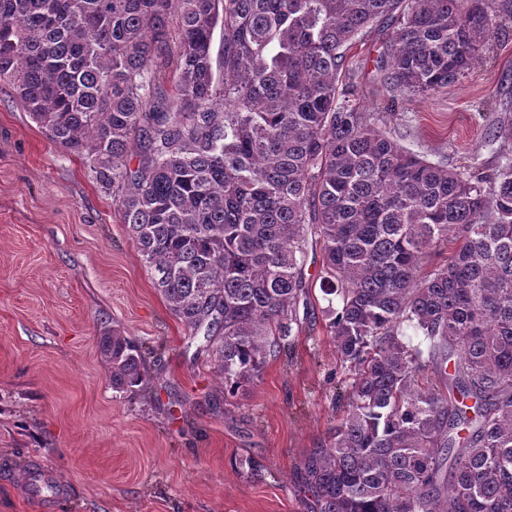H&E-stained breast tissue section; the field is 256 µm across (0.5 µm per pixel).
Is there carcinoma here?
<instances>
[{
	"label": "carcinoma",
	"instance_id": "1",
	"mask_svg": "<svg viewBox=\"0 0 512 512\" xmlns=\"http://www.w3.org/2000/svg\"><path fill=\"white\" fill-rule=\"evenodd\" d=\"M504 16L512 0H0V83L88 161L228 393L293 343L319 238L346 404L300 469L312 512H512V122L489 128L491 169L430 162L360 110L349 57L388 32L381 86L424 96ZM99 349L113 389L148 384L134 341Z\"/></svg>",
	"mask_w": 512,
	"mask_h": 512
}]
</instances>
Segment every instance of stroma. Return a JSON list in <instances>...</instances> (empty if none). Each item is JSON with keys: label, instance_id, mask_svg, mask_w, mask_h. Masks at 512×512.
<instances>
[{"label": "stroma", "instance_id": "1", "mask_svg": "<svg viewBox=\"0 0 512 512\" xmlns=\"http://www.w3.org/2000/svg\"><path fill=\"white\" fill-rule=\"evenodd\" d=\"M363 59L359 104L403 147L450 167H494L492 123L512 119V18L458 83L390 101ZM294 348L235 396L152 284L111 194L0 87V512H310L296 474L341 417L322 292ZM149 348L151 380L112 387L98 338ZM61 491L25 493L29 468Z\"/></svg>", "mask_w": 512, "mask_h": 512}]
</instances>
